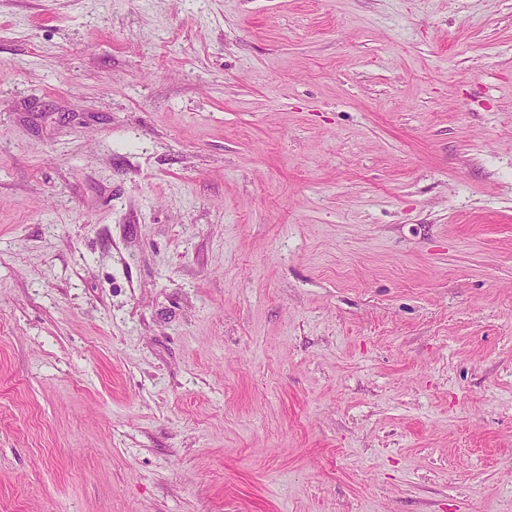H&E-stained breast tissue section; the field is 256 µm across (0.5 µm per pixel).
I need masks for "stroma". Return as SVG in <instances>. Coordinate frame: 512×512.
Masks as SVG:
<instances>
[{"mask_svg": "<svg viewBox=\"0 0 512 512\" xmlns=\"http://www.w3.org/2000/svg\"><path fill=\"white\" fill-rule=\"evenodd\" d=\"M0 512H512V0H0Z\"/></svg>", "mask_w": 512, "mask_h": 512, "instance_id": "35a3bbf8", "label": "stroma"}]
</instances>
